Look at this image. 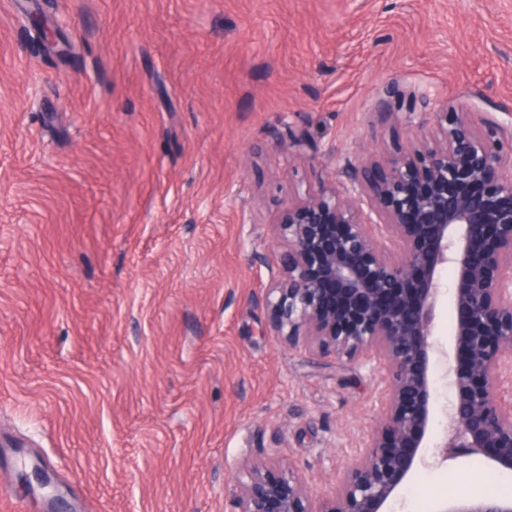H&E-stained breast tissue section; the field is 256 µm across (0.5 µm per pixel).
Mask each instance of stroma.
<instances>
[{
	"instance_id": "35a3bbf8",
	"label": "stroma",
	"mask_w": 512,
	"mask_h": 512,
	"mask_svg": "<svg viewBox=\"0 0 512 512\" xmlns=\"http://www.w3.org/2000/svg\"><path fill=\"white\" fill-rule=\"evenodd\" d=\"M393 83L512 127V0H0V512H224L274 454L332 492L373 374L281 345L256 298L289 202L409 145ZM36 463L61 500L21 488ZM509 479L431 460L387 510ZM28 20L30 25L35 31L38 32L42 39V43L57 51H68V46L65 42L58 39L57 25L53 18L43 10H37L29 13Z\"/></svg>"
}]
</instances>
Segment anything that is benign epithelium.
I'll list each match as a JSON object with an SVG mask.
<instances>
[{
    "instance_id": "1",
    "label": "benign epithelium",
    "mask_w": 512,
    "mask_h": 512,
    "mask_svg": "<svg viewBox=\"0 0 512 512\" xmlns=\"http://www.w3.org/2000/svg\"><path fill=\"white\" fill-rule=\"evenodd\" d=\"M43 44L68 50L43 10L29 13ZM386 115L414 132L400 154L345 159L331 176L288 204L274 225L284 245L257 299L270 335L292 349L374 370L379 416L330 496L306 474L272 458L244 460L224 512H386L418 465L438 412L431 365L447 357L434 340L438 271L453 268V397L436 444L441 460L478 457L512 470V130L476 121L464 108L415 123L425 94L388 89ZM436 512H512V498L462 490Z\"/></svg>"
}]
</instances>
